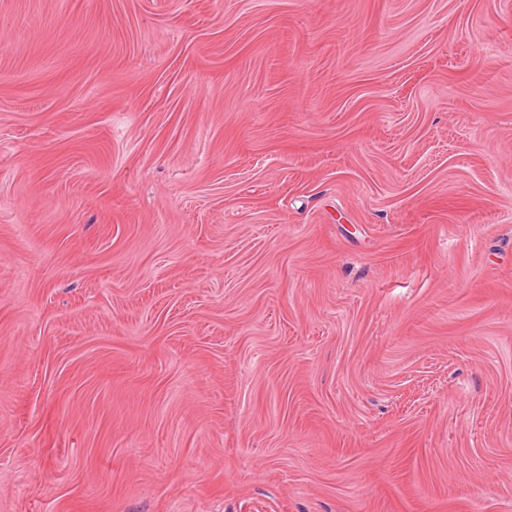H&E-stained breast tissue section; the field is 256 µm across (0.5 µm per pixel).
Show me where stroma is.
<instances>
[{
    "label": "stroma",
    "mask_w": 512,
    "mask_h": 512,
    "mask_svg": "<svg viewBox=\"0 0 512 512\" xmlns=\"http://www.w3.org/2000/svg\"><path fill=\"white\" fill-rule=\"evenodd\" d=\"M0 512H512V0H0Z\"/></svg>",
    "instance_id": "1"
}]
</instances>
